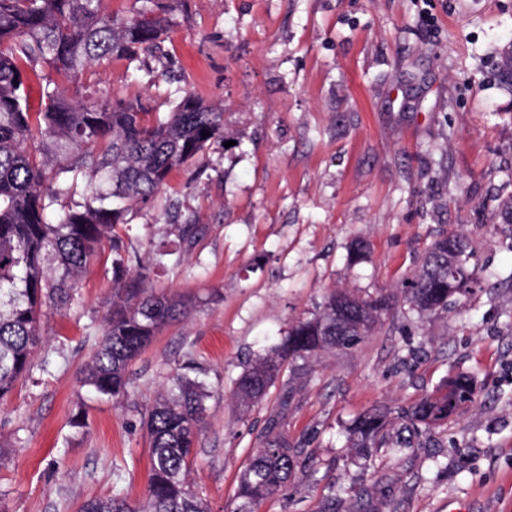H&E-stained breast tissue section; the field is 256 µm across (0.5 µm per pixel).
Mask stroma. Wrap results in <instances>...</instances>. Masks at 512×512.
Returning <instances> with one entry per match:
<instances>
[{
  "label": "stroma",
  "mask_w": 512,
  "mask_h": 512,
  "mask_svg": "<svg viewBox=\"0 0 512 512\" xmlns=\"http://www.w3.org/2000/svg\"><path fill=\"white\" fill-rule=\"evenodd\" d=\"M166 3L161 53L107 61L68 94L109 88L153 118L183 92L222 106L234 146L174 170L115 230L129 268L157 262L152 289L191 306L130 364L127 396L99 399L81 372L115 290L111 250L94 258L0 403V512L141 499L143 421L185 363L208 385L190 478L211 512H229L272 421L302 455L257 512H512V0ZM443 233L466 239L474 283L422 316L401 284ZM339 290L393 307L358 345L286 365L242 410L246 362ZM461 374L474 403L421 448L364 466L346 432L357 416Z\"/></svg>",
  "instance_id": "stroma-1"
}]
</instances>
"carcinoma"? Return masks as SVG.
<instances>
[{
    "mask_svg": "<svg viewBox=\"0 0 512 512\" xmlns=\"http://www.w3.org/2000/svg\"><path fill=\"white\" fill-rule=\"evenodd\" d=\"M101 2L0 0V401L30 372L43 309L72 303L76 279L107 241L115 252L117 300L82 373L83 386L94 396L124 398L130 363L186 309L184 300L144 288L151 266L127 273L112 231L126 223L130 211L151 203L172 171L228 139L224 112L189 92L153 120L111 90L69 98L65 83L112 58L150 54L170 32L163 0H142L137 13L125 19L103 13ZM29 70L44 73L45 106L36 114L30 112ZM469 260L463 239L433 240L403 284L408 309L419 314L447 309L451 298L474 282ZM390 308L382 297L330 295L272 353L245 368L235 384L237 400L244 407L260 401L289 359L354 347ZM206 397L205 382L184 373L148 413L150 475L140 503L95 498L80 512H210L189 481ZM475 397L473 380L461 375L400 415L417 433L446 423ZM392 414L389 407L375 408L350 425L349 438L365 461L383 448L414 447L412 438L394 435ZM300 453L268 430L238 478L231 512H256L262 500L286 485Z\"/></svg>",
    "mask_w": 512,
    "mask_h": 512,
    "instance_id": "obj_1",
    "label": "carcinoma"
}]
</instances>
